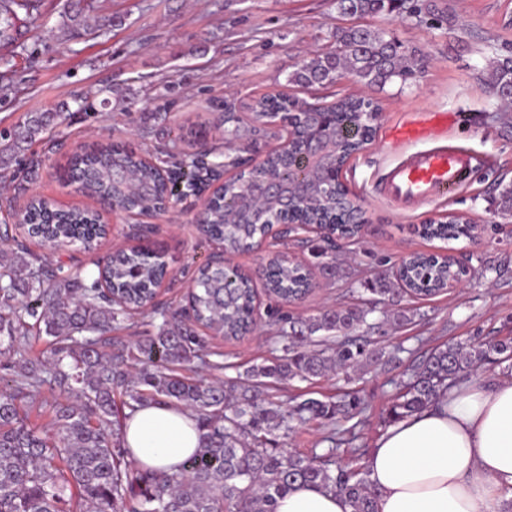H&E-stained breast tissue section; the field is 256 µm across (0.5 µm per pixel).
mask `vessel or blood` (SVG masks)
<instances>
[{
	"label": "vessel or blood",
	"mask_w": 512,
	"mask_h": 512,
	"mask_svg": "<svg viewBox=\"0 0 512 512\" xmlns=\"http://www.w3.org/2000/svg\"><path fill=\"white\" fill-rule=\"evenodd\" d=\"M478 164L477 158L452 149L418 151L388 172L384 187L400 203L432 201L461 187Z\"/></svg>",
	"instance_id": "b4317fda"
}]
</instances>
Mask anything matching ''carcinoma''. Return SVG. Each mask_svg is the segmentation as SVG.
<instances>
[{"label": "carcinoma", "mask_w": 512, "mask_h": 512, "mask_svg": "<svg viewBox=\"0 0 512 512\" xmlns=\"http://www.w3.org/2000/svg\"><path fill=\"white\" fill-rule=\"evenodd\" d=\"M30 0H0V44L12 40L17 10ZM340 13L375 16L398 8L423 21L417 0H337ZM417 50L379 30L349 26L336 31V49L316 51L288 75V84L305 89L328 87L341 74L380 89L398 82L405 85L422 73ZM487 84L503 100L512 92V57L491 64ZM380 105L347 96L333 105L334 118L301 114L291 118L297 126L310 125L336 141V172L371 141L368 114ZM255 122L276 119L268 98L252 105ZM47 119L28 113L12 131L1 135L0 157L24 144L41 140ZM292 168L272 153L266 172L273 178L307 179L294 149ZM76 177L80 191L99 201L120 197L130 210H138L149 196H163L172 188L158 169L135 151L105 142L71 157L62 177ZM252 184L243 175L231 180L212 200L204 234L221 238L224 250H254L265 237L267 225L258 223L248 207ZM354 206L340 178L324 183L295 205L314 224L338 214L339 201ZM498 213L512 218V185L499 191ZM23 219L39 225L45 238L65 246L79 242L91 251L104 235L96 212L88 208H59L34 197ZM462 219L423 225V235L451 240L460 233ZM272 273L266 289L280 302L302 299L312 288L310 272L283 254L269 260ZM162 257L144 247H131L109 255L98 278L86 283L79 276L53 270L45 260L19 244L0 252V342L7 341L0 360V512H275L278 498L296 486L322 487L345 496L352 512H378V492L361 466L333 460L344 446L357 455L355 427L341 429L338 422L364 417L368 404L356 393L326 400L291 397L284 403L269 392L278 382L312 380L329 372L362 369L395 356L374 346L368 316L376 305L393 306L387 321L396 328L412 317L394 308L401 295L431 296L445 289L459 274L446 256L416 254L402 272L405 287L396 288L385 275L366 284L377 296L369 304L328 307L305 319L289 320L290 332L278 341L281 355L251 365L243 377L217 384L201 376L203 369L222 366L208 359L204 341L186 327L180 312L155 308L156 288L167 276ZM104 280L117 295L112 301L97 288ZM256 289L241 273L206 263L198 268L189 292V305L197 326L210 333L239 337L255 318ZM161 318L155 334L129 345L116 337L134 315ZM47 339L49 347L29 354L32 343ZM512 359V336L482 341L450 342L410 360L409 376L395 395L391 421L437 403L448 387L496 360ZM56 392L49 406V429L32 425L22 404L43 386ZM132 411L140 406L170 403L192 410L202 430L200 448L177 468L153 471L136 466L121 445L115 419V396ZM322 420L328 426L323 454L286 452L270 438L276 431L288 437L301 425Z\"/></svg>", "instance_id": "1"}]
</instances>
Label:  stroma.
<instances>
[{"mask_svg": "<svg viewBox=\"0 0 512 512\" xmlns=\"http://www.w3.org/2000/svg\"><path fill=\"white\" fill-rule=\"evenodd\" d=\"M84 25L68 31L62 15L69 0H39L33 19L20 21L16 39L0 46V130L13 128L26 113L45 112L53 120L42 141L10 159L0 182V201L19 209L34 195L61 207L97 209L96 200L64 184L58 167L73 153L108 139L155 159L180 154L172 139L187 116L211 124L220 155L259 161L280 140L251 119L253 100L288 95L310 103L333 104L346 95L379 102L373 138L342 171V180L362 206V234L336 243L335 277L314 266L312 234L298 231L283 241L234 255L233 262L257 273L269 252H288L311 265L312 291L303 299L275 304L259 292L261 323L253 334L206 339L213 360L223 363L216 379H236L247 367L272 358L279 327L268 316L306 318L326 307L369 301L364 281L392 275L408 253L444 252L465 260L469 273L461 288L431 297L403 298L411 323L394 328L383 312L371 314L381 328L379 346L427 351L449 341L512 333V222L497 214L496 187L512 182V123L506 107L490 91L485 75L493 59L512 55V0H432L433 15L416 22L403 13L368 16L362 25L381 29L429 57L417 82L385 89L343 77L331 87L307 92L288 85L287 76L307 52L336 46L337 28L350 25L336 0H90ZM239 117L238 134H224V112ZM435 146L480 157L463 186L446 198L399 204L383 190L390 168L408 153ZM194 200L150 218L151 242L161 247L169 275L156 304L185 308L198 267L215 256L194 222ZM465 217L475 231L454 240L426 238L421 224L446 216ZM109 231L95 251L80 244L62 250L37 240L28 247L83 279L97 275L100 262L119 244L135 245V218L105 213ZM391 363L313 380L278 383L279 398L324 399L355 392L371 414L360 427L361 452H370L388 427L391 400L403 379Z\"/></svg>", "mask_w": 512, "mask_h": 512, "instance_id": "1", "label": "stroma"}]
</instances>
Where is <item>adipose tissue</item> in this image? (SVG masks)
Instances as JSON below:
<instances>
[{
	"mask_svg": "<svg viewBox=\"0 0 512 512\" xmlns=\"http://www.w3.org/2000/svg\"><path fill=\"white\" fill-rule=\"evenodd\" d=\"M123 445L157 471L200 446L195 414L171 405L137 408ZM378 512H512V374L472 378L440 402L389 427L365 460ZM277 512H352L347 499L310 486L289 490Z\"/></svg>",
	"mask_w": 512,
	"mask_h": 512,
	"instance_id": "adipose-tissue-1",
	"label": "adipose tissue"
}]
</instances>
